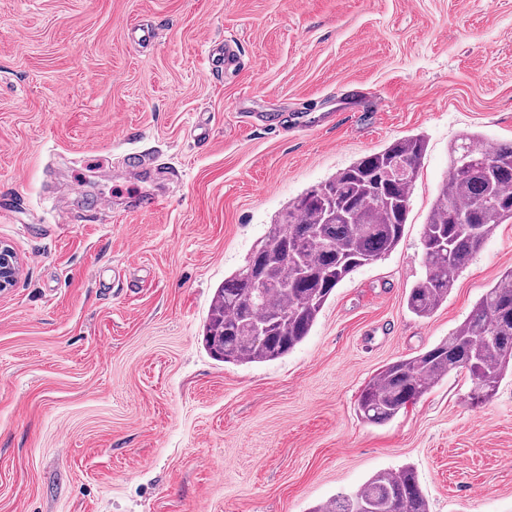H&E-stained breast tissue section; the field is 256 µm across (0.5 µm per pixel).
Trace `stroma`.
I'll list each match as a JSON object with an SVG mask.
<instances>
[{
	"label": "stroma",
	"instance_id": "1",
	"mask_svg": "<svg viewBox=\"0 0 512 512\" xmlns=\"http://www.w3.org/2000/svg\"><path fill=\"white\" fill-rule=\"evenodd\" d=\"M229 37L239 66L210 71ZM472 133L512 141V0H0V193L18 198L0 242L19 258L0 292V512H309L405 465L430 512H512V376L478 406L453 372L389 422L356 412L512 269L502 224L431 317L406 307ZM413 134L427 152L396 249L288 356L212 359L213 294L275 216ZM131 152L160 174L130 179ZM139 190L161 206L127 211Z\"/></svg>",
	"mask_w": 512,
	"mask_h": 512
}]
</instances>
